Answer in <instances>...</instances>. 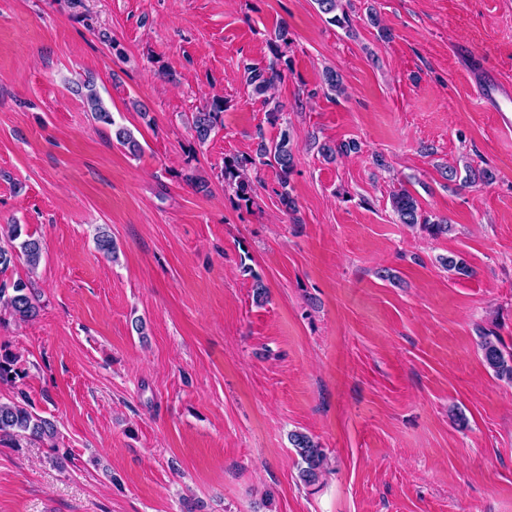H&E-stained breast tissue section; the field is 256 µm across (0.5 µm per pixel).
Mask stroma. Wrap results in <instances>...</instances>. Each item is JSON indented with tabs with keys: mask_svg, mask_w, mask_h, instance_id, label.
<instances>
[{
	"mask_svg": "<svg viewBox=\"0 0 512 512\" xmlns=\"http://www.w3.org/2000/svg\"><path fill=\"white\" fill-rule=\"evenodd\" d=\"M349 2L339 26L315 0H0V226L43 244L0 273L41 293L0 346L67 455L1 441L0 512H512V384L479 348L512 345V122L478 93L489 73L512 91V0ZM281 25L293 216L274 168L248 205L220 177L278 133L240 74ZM88 79L139 157L87 112ZM324 141L357 150L330 164ZM465 157L492 183L448 181ZM400 188L454 232L398 223ZM294 431L326 448L322 484H300ZM223 112L224 98L216 97L204 108L193 113L191 127L199 142L207 141L218 125H221Z\"/></svg>",
	"mask_w": 512,
	"mask_h": 512,
	"instance_id": "1",
	"label": "stroma"
}]
</instances>
